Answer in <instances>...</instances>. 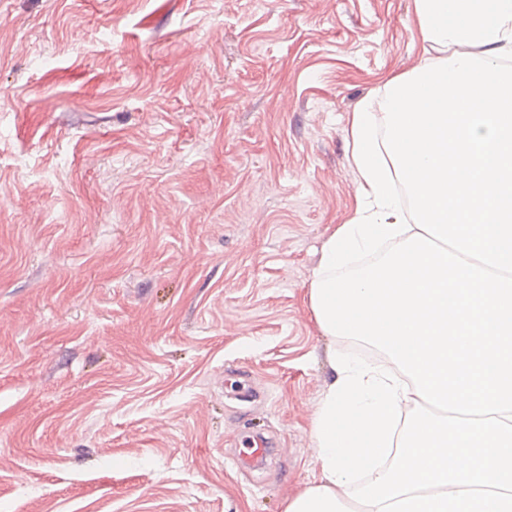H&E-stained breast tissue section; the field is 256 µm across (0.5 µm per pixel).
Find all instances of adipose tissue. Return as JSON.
Here are the masks:
<instances>
[{"label":"adipose tissue","mask_w":512,"mask_h":512,"mask_svg":"<svg viewBox=\"0 0 512 512\" xmlns=\"http://www.w3.org/2000/svg\"><path fill=\"white\" fill-rule=\"evenodd\" d=\"M414 15L433 54L386 83L384 134L353 112L356 217L309 290L324 335L386 362L331 357L319 474L285 512H512V0H414Z\"/></svg>","instance_id":"obj_1"}]
</instances>
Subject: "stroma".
<instances>
[{
    "label": "stroma",
    "instance_id": "obj_1",
    "mask_svg": "<svg viewBox=\"0 0 512 512\" xmlns=\"http://www.w3.org/2000/svg\"><path fill=\"white\" fill-rule=\"evenodd\" d=\"M413 0H0V512H284L352 112ZM256 439L263 464L246 465Z\"/></svg>",
    "mask_w": 512,
    "mask_h": 512
}]
</instances>
